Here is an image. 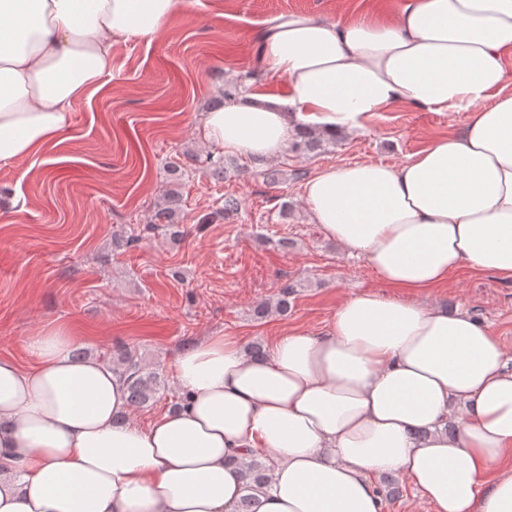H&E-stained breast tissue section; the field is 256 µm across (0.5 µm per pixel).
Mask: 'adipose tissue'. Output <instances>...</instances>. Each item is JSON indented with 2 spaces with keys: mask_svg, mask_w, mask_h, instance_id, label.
<instances>
[{
  "mask_svg": "<svg viewBox=\"0 0 512 512\" xmlns=\"http://www.w3.org/2000/svg\"><path fill=\"white\" fill-rule=\"evenodd\" d=\"M191 0H0V166L35 157L112 73L116 39L152 41ZM267 95L206 112L218 153L276 158L290 131L363 128L394 105L464 112L461 132L398 164L316 172L311 223L387 290L343 300L319 331L260 357L233 336L175 360L182 401L141 426L105 362L38 332L0 358V512H237L234 461L262 453L257 512H381L404 476L432 512H512V354L467 310L411 294L467 267L512 280V0H398L385 22L270 19Z\"/></svg>",
  "mask_w": 512,
  "mask_h": 512,
  "instance_id": "1",
  "label": "adipose tissue"
}]
</instances>
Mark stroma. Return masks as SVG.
I'll return each instance as SVG.
<instances>
[{
  "instance_id": "stroma-1",
  "label": "stroma",
  "mask_w": 512,
  "mask_h": 512,
  "mask_svg": "<svg viewBox=\"0 0 512 512\" xmlns=\"http://www.w3.org/2000/svg\"><path fill=\"white\" fill-rule=\"evenodd\" d=\"M396 4L198 0L151 42H114L111 76L73 104L62 139L0 168V357L31 365L29 337L51 327L92 357L132 349L165 384L148 406L132 408L145 424L179 399L174 360L183 347L217 334L267 346L293 329L322 327L349 296L384 291L362 258L310 223L304 186L330 165L402 162L458 132L467 114L395 106L318 153L225 156L223 179L187 156L209 153L202 116L225 84L256 70L268 20L299 12L383 21ZM173 162L183 166L177 240L150 221ZM229 198L238 211L215 217ZM121 232L137 242L113 247ZM289 283L297 290L288 314L256 318L255 305L275 301ZM418 299L467 309L512 350V282L465 269Z\"/></svg>"
}]
</instances>
